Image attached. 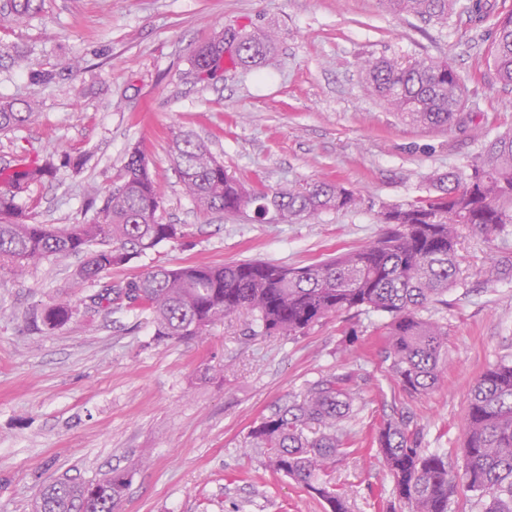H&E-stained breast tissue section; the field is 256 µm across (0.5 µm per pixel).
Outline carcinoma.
<instances>
[{
    "label": "carcinoma",
    "instance_id": "obj_1",
    "mask_svg": "<svg viewBox=\"0 0 512 512\" xmlns=\"http://www.w3.org/2000/svg\"><path fill=\"white\" fill-rule=\"evenodd\" d=\"M393 13L445 23L454 0H382ZM42 0H0V18L26 21ZM491 52L495 77L512 83V13L495 21ZM241 48L221 55L220 33L195 51L191 64L201 81L228 69L261 65L276 35L239 31ZM27 54L0 43V66L23 68ZM366 90L411 124L450 126L466 111L463 84L446 61L382 58L363 62ZM32 98L0 103V133L24 126L33 114ZM175 163L188 197L202 213L251 210L258 219L273 212L293 220L357 207V194L329 180L288 189L245 188L224 170L209 146L189 132L174 140ZM83 166L82 158L49 156L0 169V269L21 272L50 258L83 255V282L123 266L162 242L183 237L181 227L164 222L162 195L145 157L134 150L124 163L121 184L105 196L86 224L54 228L32 220L16 203L31 186L54 180L60 168ZM386 225L374 241L300 268L247 260L224 264L158 267L138 278L87 296L93 307L141 311L151 316L155 334L189 339L210 324L240 312L252 314L267 336H295L329 316L373 310L388 315L384 358L403 391L427 395L439 384L447 325L423 315L461 284L460 229L485 236L512 225V134L483 144L463 169L429 179L425 194L380 211ZM487 282L512 276L504 256L479 270ZM75 306L54 300L35 320L54 330L71 320ZM356 401L348 376H329L262 418L249 433L265 465L324 501L329 512H348L345 496L324 479L336 458L346 454L344 422ZM370 445L391 476L401 512H448L458 485L486 498L483 512H512V359L482 372L468 399L464 420L465 465L459 475L448 458L421 447L409 417L393 416L371 434ZM129 485L113 471L94 481L60 478L36 495V512H117Z\"/></svg>",
    "mask_w": 512,
    "mask_h": 512
}]
</instances>
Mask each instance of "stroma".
Listing matches in <instances>:
<instances>
[{"instance_id": "stroma-1", "label": "stroma", "mask_w": 512, "mask_h": 512, "mask_svg": "<svg viewBox=\"0 0 512 512\" xmlns=\"http://www.w3.org/2000/svg\"><path fill=\"white\" fill-rule=\"evenodd\" d=\"M456 0L447 25L388 11L380 0H44L0 41L28 54L26 70L0 68V100L36 97L19 130L0 134V165L29 156L88 155L51 184L18 197L41 224L90 219L87 190L107 194L139 150L162 188L165 221L184 236L79 284L82 257L0 270V512H31L39 487L61 476L128 474L118 512H325L247 447L255 422L330 375L357 394L346 422L356 449L338 457L333 483L350 512H399L392 479L362 439L406 412L422 445L464 467L463 423L476 377L512 357V279L487 284L480 268L512 255V233L485 241L462 231L466 284L426 314L448 326L438 389L407 395L383 360V313H343L296 336H266L237 314L201 337L155 336L148 313L89 309L86 294L155 266L248 259L304 266L355 249L381 231L382 207L424 194L427 180L465 166L482 143L512 128V84L492 70V21ZM274 31L278 43L253 69L200 81L195 50L224 27ZM396 56L448 61L468 100L463 126L413 125L366 93L359 63ZM80 61L65 80L32 85L30 71ZM189 131L247 185L285 188L331 178L357 192L358 208L265 223L252 213L202 214L185 194L172 141ZM67 298L76 311L52 331L33 312Z\"/></svg>"}]
</instances>
